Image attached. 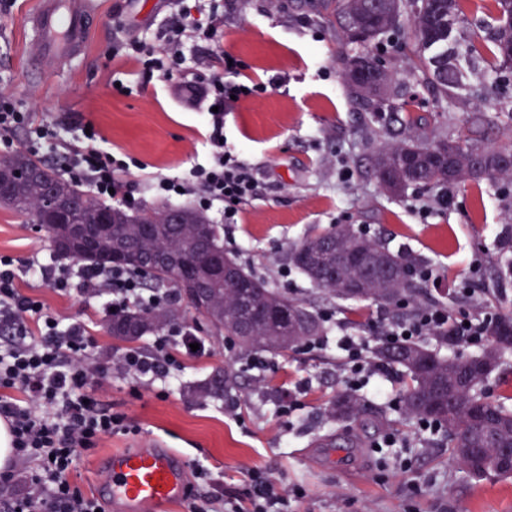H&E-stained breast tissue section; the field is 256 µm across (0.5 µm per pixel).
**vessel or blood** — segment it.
<instances>
[{"label":"vessel or blood","instance_id":"1","mask_svg":"<svg viewBox=\"0 0 512 512\" xmlns=\"http://www.w3.org/2000/svg\"><path fill=\"white\" fill-rule=\"evenodd\" d=\"M95 17L87 0H40L28 16L32 33L27 56L32 68L57 71L80 53ZM109 491L116 512H151L180 499L183 470L174 452L148 446L113 454Z\"/></svg>","mask_w":512,"mask_h":512}]
</instances>
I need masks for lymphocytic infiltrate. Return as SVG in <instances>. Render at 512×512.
I'll return each mask as SVG.
<instances>
[{
    "instance_id": "f902f5d3",
    "label": "lymphocytic infiltrate",
    "mask_w": 512,
    "mask_h": 512,
    "mask_svg": "<svg viewBox=\"0 0 512 512\" xmlns=\"http://www.w3.org/2000/svg\"><path fill=\"white\" fill-rule=\"evenodd\" d=\"M222 18L195 17L180 6L177 18L161 29L152 42L128 38L116 44L114 54L135 63L142 76L171 78L182 74L186 56L183 37L193 32L215 40ZM243 64L222 54L217 71L200 75L208 86L210 108L201 115L211 157L192 168L188 177L153 176L149 186L157 195L176 198L194 195L202 210H219L225 223H235L239 204L254 198L259 186L254 168L224 150V114L235 100L262 92V85L243 83ZM25 134L30 152L49 146L56 164L69 180L88 187L98 198L129 209L139 207L131 181L133 171L124 155L114 153L98 132L85 125L48 122L0 93V147L11 148ZM33 292H23L22 278ZM50 286L60 292L79 291L94 310L110 312L131 305L155 308L173 302L169 293H150L138 277L123 271L75 264H36L0 256V420L6 421L15 467L0 470V512H98L99 503L87 497L70 479L79 460L106 437L133 433L126 414L102 406L95 394L99 377L115 374L139 385L170 378L177 360L169 351L182 333L168 330L157 337L150 353L133 349L103 363L97 341L80 321H64L50 313L35 290ZM484 318L454 314L447 307L415 308L408 317L382 322L381 336L390 342L416 341L425 336H463L468 343L485 340ZM337 345L349 368V386L359 389L384 370L366 356L364 341L339 337ZM252 496L247 504L228 500L224 512H287L288 493L266 476L252 473Z\"/></svg>"
}]
</instances>
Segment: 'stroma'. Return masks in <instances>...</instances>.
I'll list each match as a JSON object with an SVG mask.
<instances>
[{
	"label": "stroma",
	"instance_id": "stroma-1",
	"mask_svg": "<svg viewBox=\"0 0 512 512\" xmlns=\"http://www.w3.org/2000/svg\"><path fill=\"white\" fill-rule=\"evenodd\" d=\"M39 0H13L0 8V92L12 95L44 119L71 117L92 123L113 150L134 157L147 172L180 177L210 156L200 113L204 92L186 91L180 78L140 79L134 65L113 56L120 40L151 41L174 18L176 0H93L96 26L84 49L63 70L43 79L27 72L30 32L27 16ZM196 17L224 18L221 49L241 60L247 80L265 90L240 101L224 115V149L253 167L259 195L243 204L238 221L224 227V247L246 267L288 295L311 300L317 313L332 312L328 333L311 351H260L265 369L225 338L200 331L202 352L188 356L175 347L181 366L174 383L143 387L120 376L103 378L97 394L127 414L139 431L101 441L71 475L104 512L112 502L99 486L108 482L112 453L153 444L179 453L188 494L156 512H190L191 494L247 502L258 471L288 489L290 512H512V476L474 480L450 460L445 433L419 437L416 419L385 400L364 394L354 421L332 417L330 407L347 389L348 373L337 339L342 331L374 341L369 322L378 306L320 294L297 270L288 269L289 244L312 230L350 224L369 229L390 250L415 265L430 267L434 280L421 283L423 304L441 303L473 313H512V278L497 280L498 266L512 261L500 238L512 210V183L471 182L452 188L447 201L408 190L385 193L372 170V154L383 143L379 124L370 123L351 101L341 76L340 56L357 45L343 43L336 21L320 15L308 0H188ZM122 80L117 90L114 80ZM512 97V81L500 96L437 101L430 88L413 84L405 100L413 115L451 128L470 123L473 112L495 115L482 130L485 142H505L512 116L498 114ZM430 210L420 218L416 206ZM0 255L46 263L55 257L47 231L14 211L0 208ZM474 280L475 295L458 302L453 285ZM39 293L49 312L85 322L101 360L128 351L92 314L83 295L50 287ZM229 367L237 385L230 397L242 418L224 412V399L195 396L193 388L219 367ZM298 406L288 410L289 396ZM397 439L384 447L386 435ZM347 437V448H323V437ZM207 478H199L197 466Z\"/></svg>",
	"mask_w": 512,
	"mask_h": 512
}]
</instances>
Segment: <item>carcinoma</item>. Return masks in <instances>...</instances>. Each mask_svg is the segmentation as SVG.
Listing matches in <instances>:
<instances>
[{"mask_svg":"<svg viewBox=\"0 0 512 512\" xmlns=\"http://www.w3.org/2000/svg\"><path fill=\"white\" fill-rule=\"evenodd\" d=\"M460 0H321L317 7L340 22L341 38L357 43L366 51L341 57L342 77L350 96L359 108L375 120L403 123L409 134L402 139L379 147L375 154L374 175L381 167L388 169L381 188L391 194L409 189L442 192L451 186L483 179H512V169L497 162L498 154L511 150L512 142L493 146L477 139L467 129L457 135L443 125L427 128L413 122L410 115L400 118L405 102L392 89L395 73L381 66L367 51L374 42L401 26L405 11H410L411 42L400 45L409 50L412 67L408 81L436 88L446 99L459 98L469 87V79L481 72L489 62L503 71L502 58L512 48V0H496L497 17L489 37L477 43L464 40L458 29ZM380 70V87L361 84L356 76L359 67ZM36 170V181L19 179L15 172ZM0 179L11 184V201L5 208L38 223L44 206L43 189L51 187L68 197L69 222L89 227L93 239L90 252L79 251L68 227L60 225L49 232L57 257L72 255V260L96 267L108 268L107 258L114 252H124L127 259L122 268L146 271L145 287L173 292L183 298L177 273L165 276L146 267L153 255L167 253L186 265H195L205 249L224 251L221 228L211 223L199 210L181 206L182 223L161 224V205L143 214H130L106 205L93 197L84 186L62 179L50 167L29 154L18 151L0 155ZM362 251L370 264L344 267V277L338 281L330 276L341 265L343 255ZM235 267V274L224 276L198 267L199 276L207 282L206 303L202 310L189 304H178L145 310L128 308L109 318L107 332L120 342L133 344L150 333H159L172 326L186 327L202 321L215 331L232 337L245 352L266 349L274 353L295 351L302 345L327 334L324 320L305 299L291 297L269 286L268 282L245 268L238 260L225 254ZM288 263L295 267L318 291L347 299L343 288L359 282L363 298L385 307L397 308L412 302L416 286L409 260L389 249L379 238H370L350 225H337L330 230L314 232L288 247ZM512 325V315H499L486 323V346L482 356L498 360L509 351L494 340L500 329ZM373 357L382 365H397L409 377L402 398L405 412L420 420H432L448 436L452 459L465 470L471 469L464 448H478L484 456V469L496 471L497 449L512 445V408L482 393L480 385L461 379L469 359L443 356L418 342L379 343ZM234 386L233 374L226 367L216 371L200 387L203 396L224 397ZM495 409L498 426L489 430L474 427L470 412L476 406ZM360 396L342 392L332 406L338 420L359 417Z\"/></svg>","mask_w":512,"mask_h":512,"instance_id":"1","label":"carcinoma"}]
</instances>
